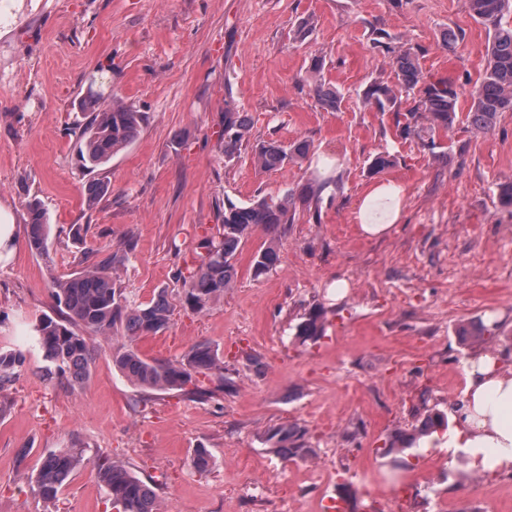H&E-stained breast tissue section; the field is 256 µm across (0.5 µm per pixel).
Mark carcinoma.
Returning <instances> with one entry per match:
<instances>
[{"label":"carcinoma","mask_w":512,"mask_h":512,"mask_svg":"<svg viewBox=\"0 0 512 512\" xmlns=\"http://www.w3.org/2000/svg\"><path fill=\"white\" fill-rule=\"evenodd\" d=\"M466 3L470 15L483 24L490 35L486 66L482 77L474 84L466 115L470 130L486 134L494 130L502 113L512 112V25L504 22L506 15H512V0H466ZM373 47L392 55L400 89L413 95L409 114L414 119L426 121L424 125L405 124L403 133L417 137L423 147L434 150V135L452 128L457 119L458 84L448 77L423 71L421 51L414 45L393 46L376 37ZM315 90L321 107L331 111L338 109V91L326 86L320 78L315 81ZM396 99L393 87L384 83L371 84L363 94V103L378 112L392 110ZM143 120L142 113L121 103L88 113L81 130L82 166L93 171L108 163L133 142ZM248 128L249 120L245 115L239 112L224 115L225 157L231 158L238 152ZM309 152L310 144L305 140L287 145L271 141L258 148L256 161L265 170H278L288 163H302ZM334 183L335 180L328 177L292 187L280 198H261L247 206L228 203L224 207L221 238L202 240L198 244L202 249L198 254V266L186 274L179 273L184 280L185 303L193 310H201L231 287L236 276L235 255L242 241L257 227L267 233L271 243L255 257L253 275L260 277L273 270L279 261L274 240L279 237L281 226L296 222L299 207L308 211L314 223H320L321 193ZM28 209V246L31 251L43 255L48 252L47 212L36 200L29 203ZM123 261L124 257L109 253L91 268L66 280L54 281L53 297L58 306L64 308L65 317L56 320L46 315L34 325L36 345L45 361L43 376L49 381L82 383L88 377L93 361L92 350L83 332L108 335L120 329L126 342L113 350L112 362L135 387L149 392L177 391L188 398L201 399L209 394L199 384L201 375H214L220 386H231L232 382L224 378V361L208 342L195 344L175 360L148 359L139 353L136 342L141 337L156 335L168 327L170 307L163 290L147 304L131 305L114 277V270ZM323 319V308L310 310L296 326V338L302 343L316 339L321 334ZM499 331V323L487 325L480 321L470 327L468 335L494 338ZM26 360L22 350H0V386L10 382ZM447 426L444 414H429L412 433L394 436L388 446L377 449V452L382 457L396 454ZM265 441L286 459L302 458L309 451L304 430L295 424L267 432ZM83 461V451L78 448L49 452L35 478L42 498L55 500L69 475ZM95 466L113 506L120 512H158L156 493L130 469L107 460H98Z\"/></svg>","instance_id":"1"}]
</instances>
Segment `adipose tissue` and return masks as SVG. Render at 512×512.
<instances>
[{
    "mask_svg": "<svg viewBox=\"0 0 512 512\" xmlns=\"http://www.w3.org/2000/svg\"><path fill=\"white\" fill-rule=\"evenodd\" d=\"M405 186L389 179L368 187L356 202L354 221L363 236L389 232L401 220ZM466 385L462 405L437 448L448 458L466 456L482 471L512 468V371L497 369L491 356L478 355L464 363Z\"/></svg>",
    "mask_w": 512,
    "mask_h": 512,
    "instance_id": "ef3b65f1",
    "label": "adipose tissue"
}]
</instances>
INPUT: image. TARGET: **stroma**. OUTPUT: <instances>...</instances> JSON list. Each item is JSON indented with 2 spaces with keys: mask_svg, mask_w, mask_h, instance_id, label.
<instances>
[{
  "mask_svg": "<svg viewBox=\"0 0 512 512\" xmlns=\"http://www.w3.org/2000/svg\"><path fill=\"white\" fill-rule=\"evenodd\" d=\"M451 30L462 37L453 54L442 46ZM377 32L420 47L423 70L461 82L467 114L489 36L465 0H0V59L10 65L0 77V206L16 225L0 260V348L25 347L28 358L0 388V512H114L94 466L101 457L153 487L163 512H327L330 497L377 502L405 488L445 498L449 512H512V470L479 483L460 479L435 448L406 450L396 471L377 453L428 410L453 416L470 356L512 370V206L500 201L512 183V112L487 134L462 121L437 134L449 153L433 161L401 133L410 97L399 94L392 112L361 102L371 83H397L390 55L372 46ZM316 57L341 95L337 111L317 102ZM92 97L104 108L121 100L144 122L89 172L79 104ZM228 112L250 121L230 159ZM299 139L310 163L257 166L261 144ZM380 152L393 164L376 176L369 164ZM328 160L336 185L322 194L320 223L300 213L279 238L277 267L259 278L252 263L268 237L255 230L236 254L231 288L204 310L188 307L177 273L197 264L202 239L219 238L225 204L283 195L320 179ZM379 177L406 186L404 220L371 239L352 204ZM97 181L109 191L87 203ZM34 198L51 227L44 256L27 244ZM96 250L124 256L128 301L167 293L170 324L138 340L140 353L173 360L209 342L233 390L142 396L112 363L118 335L88 336L93 364L82 384L42 377L33 326L58 314L53 280L85 269ZM339 278L349 283L340 302L328 292ZM316 306L324 331L299 342L295 327ZM478 321L499 322V336L463 337ZM292 423L306 432L307 458H281L264 440ZM25 444L32 451L17 462ZM199 447L211 455L203 472L191 465ZM58 448L82 449L85 462L48 502L35 477ZM327 456L332 485L310 486L309 470ZM252 481L266 485L261 499L241 493Z\"/></svg>",
  "mask_w": 512,
  "mask_h": 512,
  "instance_id": "stroma-1",
  "label": "stroma"
}]
</instances>
